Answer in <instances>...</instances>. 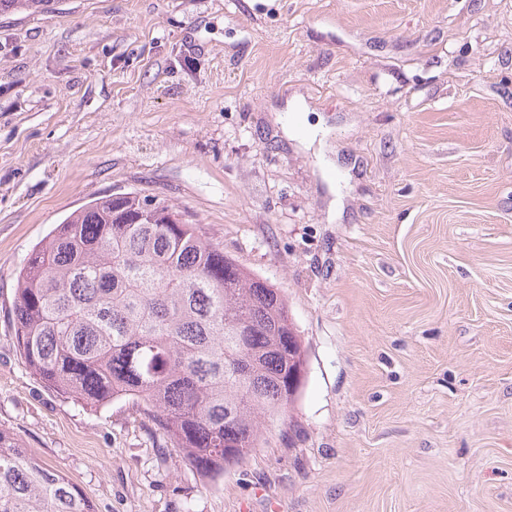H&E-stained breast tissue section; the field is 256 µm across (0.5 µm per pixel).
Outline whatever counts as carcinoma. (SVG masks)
<instances>
[{"mask_svg":"<svg viewBox=\"0 0 512 512\" xmlns=\"http://www.w3.org/2000/svg\"><path fill=\"white\" fill-rule=\"evenodd\" d=\"M50 0H0V14ZM14 336L56 394L136 403L202 476L263 442L296 399L305 351L281 291L167 201L111 193L66 216L19 272ZM237 448L233 458L224 449ZM0 512H93L66 476L0 430Z\"/></svg>","mask_w":512,"mask_h":512,"instance_id":"obj_1","label":"carcinoma"}]
</instances>
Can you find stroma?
Listing matches in <instances>:
<instances>
[{"label": "stroma", "instance_id": "1", "mask_svg": "<svg viewBox=\"0 0 512 512\" xmlns=\"http://www.w3.org/2000/svg\"><path fill=\"white\" fill-rule=\"evenodd\" d=\"M113 192L279 288L287 423L209 479L49 391L18 271ZM0 429L95 512H512V0H53L0 15Z\"/></svg>", "mask_w": 512, "mask_h": 512}]
</instances>
